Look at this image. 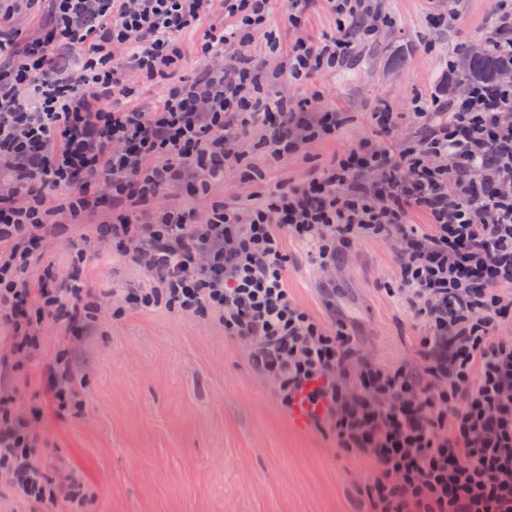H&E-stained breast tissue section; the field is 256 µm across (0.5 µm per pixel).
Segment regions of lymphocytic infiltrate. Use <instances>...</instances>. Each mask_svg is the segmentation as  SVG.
<instances>
[{
    "instance_id": "obj_1",
    "label": "lymphocytic infiltrate",
    "mask_w": 512,
    "mask_h": 512,
    "mask_svg": "<svg viewBox=\"0 0 512 512\" xmlns=\"http://www.w3.org/2000/svg\"><path fill=\"white\" fill-rule=\"evenodd\" d=\"M42 3L0 0V58L12 61L0 68V322L22 331V346L35 347L36 320L81 327L91 310L81 289L27 273L48 240L110 208L95 238L150 278L125 305L217 314L285 408L308 407L337 448L370 461L359 512H512V338L495 333L512 321V83L473 82L463 96L419 103V127L398 152L364 141L303 185L247 198L239 211L214 205L194 224L148 206L188 171L215 180L225 162L243 161L229 116L265 127L278 156L294 148V130L308 141L341 124L335 112L295 120L287 99L259 96L250 57L225 56L266 24L271 0H224L225 26L204 24L208 0H52L53 27L22 40L16 15ZM325 3L340 33L289 45L293 78L342 66L353 35L373 33L364 0ZM196 29L208 70L173 80L178 38ZM59 45L86 55L80 73L55 76ZM117 48L141 77L168 81L157 107L116 99L126 79ZM64 212L70 224L58 222ZM418 212L427 223L413 222ZM362 238L397 248V292L424 324L422 369L371 363L345 323L327 332L287 287L284 241L329 272ZM39 441L0 408V472L39 502L72 499L44 483Z\"/></svg>"
}]
</instances>
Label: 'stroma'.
<instances>
[{"mask_svg": "<svg viewBox=\"0 0 512 512\" xmlns=\"http://www.w3.org/2000/svg\"><path fill=\"white\" fill-rule=\"evenodd\" d=\"M386 16L371 37H355L351 55L333 72L297 81L286 49L299 38L337 35L338 18L314 0L300 26L288 23L287 0H273L267 30L281 48L271 53L263 33L244 52L257 64L265 92L294 101L314 99L321 111L341 113L334 137L301 145L275 158L263 147L266 132L250 125L242 143L248 167L229 164L222 181L190 198L169 187L164 204L184 206L204 223L220 201L269 196L330 166L336 156L375 131L371 114L397 113L399 124L382 146L398 149L412 135L414 101L447 88L448 62L492 34L497 0H369ZM444 14L441 25L430 13ZM108 212H89L68 239L49 241L32 274L53 266L62 282L79 278L101 304L85 336L43 321L34 358L16 356L13 329L0 323V356L12 368L0 389L15 414L32 417L42 441L36 462L55 482L79 477L84 499L75 512H356L355 487L372 476L371 465L348 456L332 433L297 426L272 387L254 370L245 344L225 335L212 314L188 316L159 306L117 312L113 291L148 283L139 266L89 240L91 225ZM286 279L296 302L328 326L344 320L376 364L416 360L421 324L405 300L393 296L397 256L387 240L359 242L342 263L333 295H326L305 249L287 244ZM67 352L83 404L46 411L44 366Z\"/></svg>", "mask_w": 512, "mask_h": 512, "instance_id": "stroma-1", "label": "stroma"}]
</instances>
